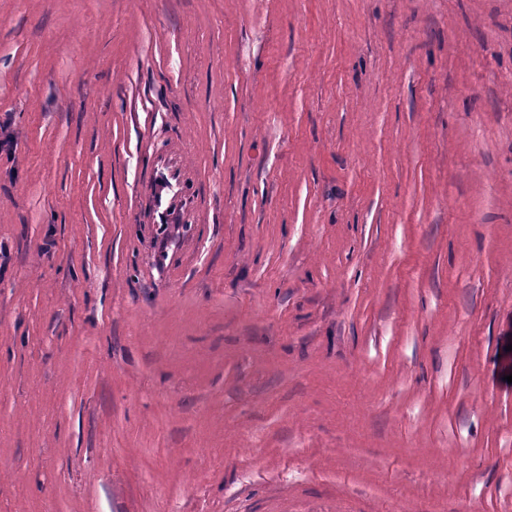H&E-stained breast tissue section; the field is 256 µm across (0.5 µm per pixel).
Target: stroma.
Here are the masks:
<instances>
[{
    "instance_id": "obj_1",
    "label": "stroma",
    "mask_w": 512,
    "mask_h": 512,
    "mask_svg": "<svg viewBox=\"0 0 512 512\" xmlns=\"http://www.w3.org/2000/svg\"><path fill=\"white\" fill-rule=\"evenodd\" d=\"M512 0H0V512H512Z\"/></svg>"
}]
</instances>
